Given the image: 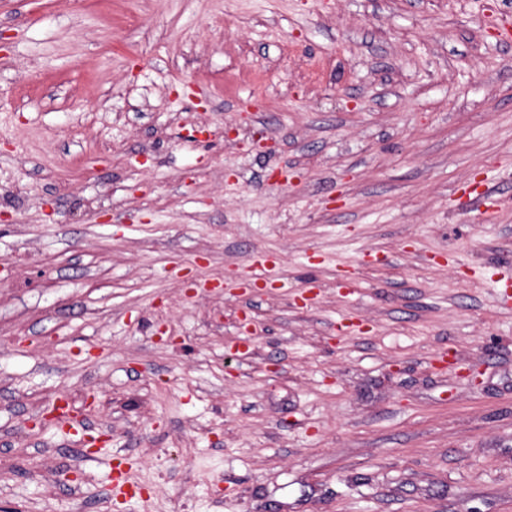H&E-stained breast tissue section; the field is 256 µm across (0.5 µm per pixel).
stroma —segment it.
<instances>
[{
    "label": "stroma",
    "instance_id": "stroma-1",
    "mask_svg": "<svg viewBox=\"0 0 512 512\" xmlns=\"http://www.w3.org/2000/svg\"><path fill=\"white\" fill-rule=\"evenodd\" d=\"M511 29L0 0V512H512Z\"/></svg>",
    "mask_w": 512,
    "mask_h": 512
}]
</instances>
